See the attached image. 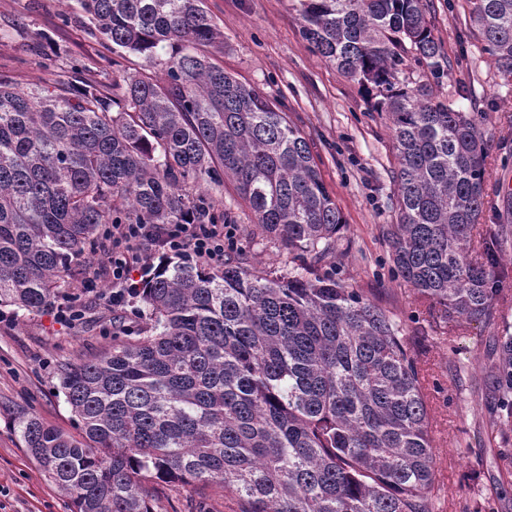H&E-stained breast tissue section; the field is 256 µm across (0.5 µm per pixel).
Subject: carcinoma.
<instances>
[{"label": "carcinoma", "mask_w": 512, "mask_h": 512, "mask_svg": "<svg viewBox=\"0 0 512 512\" xmlns=\"http://www.w3.org/2000/svg\"><path fill=\"white\" fill-rule=\"evenodd\" d=\"M114 53L144 61L106 82L86 65L21 86L0 76V307L39 313L103 224H233L210 194L231 180L253 224L323 258L343 218L286 113L211 57L205 0H79ZM308 46L387 114L396 143L393 273L455 326L505 317L512 228L481 224L483 132L439 93L452 61L431 0H299ZM471 28L512 82V0H468ZM172 51L158 76L161 54ZM433 81L410 77L409 63ZM150 323L64 365L81 430L37 416L14 432L74 512H154L161 483L215 484L239 512H433L440 488L417 361L384 309L336 277L162 258L137 289ZM512 439V333L491 348Z\"/></svg>", "instance_id": "cac0c4a2"}]
</instances>
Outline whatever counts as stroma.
<instances>
[{
	"label": "stroma",
	"instance_id": "35a3bbf8",
	"mask_svg": "<svg viewBox=\"0 0 512 512\" xmlns=\"http://www.w3.org/2000/svg\"><path fill=\"white\" fill-rule=\"evenodd\" d=\"M433 33L448 56L467 51V66L449 72L442 91L471 114L488 147L490 203L486 224L498 223L512 181V84H504L488 54L469 35L465 0H433ZM224 32L214 55L225 71L275 101L313 144V155L344 225L336 243L315 262L317 273L362 292L400 323L406 347L421 363L433 414V436L442 488L435 512H512V487L497 488L499 448L488 438L497 414L491 393L489 349L502 326L452 322L429 313L417 294L391 273L386 225L397 221L395 142L386 114L375 112L357 84L308 49L298 0H207ZM58 0H0V75L36 83L49 70L79 60L104 73L133 72L141 61L116 57L78 18L62 22ZM237 222L238 251L231 261L252 270L290 273L291 255L257 235L247 202L232 182L212 190ZM102 291L81 297L83 315L69 325L52 312L0 311V512H71V498L39 475L11 424L36 414L74 433L72 412L58 391V370L102 355L113 336L142 327V320L109 302ZM238 512L237 502L216 486L162 484L155 512Z\"/></svg>",
	"mask_w": 512,
	"mask_h": 512
}]
</instances>
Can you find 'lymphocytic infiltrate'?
<instances>
[{
	"mask_svg": "<svg viewBox=\"0 0 512 512\" xmlns=\"http://www.w3.org/2000/svg\"><path fill=\"white\" fill-rule=\"evenodd\" d=\"M101 236L108 243L102 271H90L83 282L93 292L100 273L112 276L111 302L121 308L135 288L134 270L149 269L152 252L187 256L207 269L223 267L227 253L237 249V229L232 224H106Z\"/></svg>",
	"mask_w": 512,
	"mask_h": 512,
	"instance_id": "lymphocytic-infiltrate-1",
	"label": "lymphocytic infiltrate"
}]
</instances>
